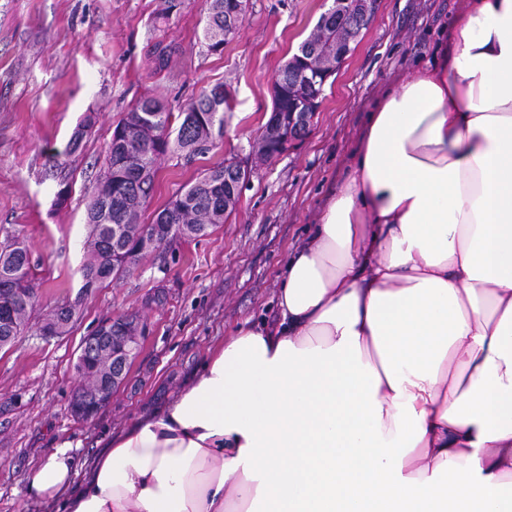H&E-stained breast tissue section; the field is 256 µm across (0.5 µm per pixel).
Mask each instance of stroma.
Wrapping results in <instances>:
<instances>
[{
    "instance_id": "1",
    "label": "stroma",
    "mask_w": 512,
    "mask_h": 512,
    "mask_svg": "<svg viewBox=\"0 0 512 512\" xmlns=\"http://www.w3.org/2000/svg\"><path fill=\"white\" fill-rule=\"evenodd\" d=\"M331 0H248L223 52L203 43L205 0H0V245L6 233L32 251L40 282L30 330L0 351V512H58L26 493L29 472L70 442L86 473L112 434L175 399L209 349L242 324L276 321L280 272L343 187L368 112L383 94L432 65L462 0H378L374 18L329 79L308 136L261 163L235 210L209 235L146 255L124 279L80 296L87 206L113 130L140 98L172 109L224 85L231 108L205 154L161 156L142 223L205 170L246 158L268 120L272 76ZM175 47L162 75L147 74L157 41ZM97 116L77 149L73 132ZM67 200L57 204L56 194ZM81 299L70 331L39 328L58 304ZM139 313L150 333L127 383L99 415L71 417L77 348L101 319Z\"/></svg>"
}]
</instances>
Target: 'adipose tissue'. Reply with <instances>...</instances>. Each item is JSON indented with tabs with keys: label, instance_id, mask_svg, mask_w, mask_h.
<instances>
[{
	"label": "adipose tissue",
	"instance_id": "obj_1",
	"mask_svg": "<svg viewBox=\"0 0 512 512\" xmlns=\"http://www.w3.org/2000/svg\"><path fill=\"white\" fill-rule=\"evenodd\" d=\"M166 408L27 477L61 512H512V0H465L288 258Z\"/></svg>",
	"mask_w": 512,
	"mask_h": 512
}]
</instances>
